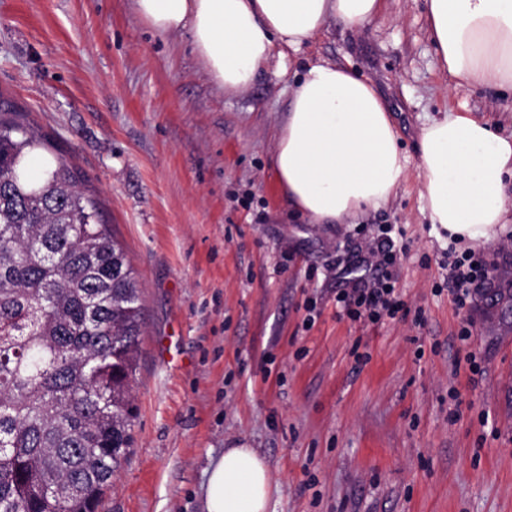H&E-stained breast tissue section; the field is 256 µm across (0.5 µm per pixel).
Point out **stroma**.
Wrapping results in <instances>:
<instances>
[{"instance_id": "35a3bbf8", "label": "stroma", "mask_w": 512, "mask_h": 512, "mask_svg": "<svg viewBox=\"0 0 512 512\" xmlns=\"http://www.w3.org/2000/svg\"><path fill=\"white\" fill-rule=\"evenodd\" d=\"M426 12L384 0L363 30L333 23L305 48L374 85L408 157L387 203L311 224L273 167L294 83L278 59L228 96L189 35L156 33L132 0H0V101L76 169L141 291L134 445L96 512H204L211 461L242 447L270 468L273 512H512V310L481 293L456 312L417 177L428 118L464 108L511 135L512 89L450 88ZM382 224L404 232L412 314L338 319L330 264ZM510 235L477 243L497 289Z\"/></svg>"}]
</instances>
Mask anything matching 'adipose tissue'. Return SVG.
<instances>
[{
	"mask_svg": "<svg viewBox=\"0 0 512 512\" xmlns=\"http://www.w3.org/2000/svg\"><path fill=\"white\" fill-rule=\"evenodd\" d=\"M443 70L459 86L512 87V0H427ZM383 0H133L162 34L188 32L193 51L225 95L247 90L276 48L299 53L328 22L358 29ZM420 196L430 223L471 241L504 223L512 136L468 111L445 113L420 133ZM408 159L387 106L351 70L303 65L276 132L274 168L291 209L315 224H341L386 203ZM272 479L251 448L212 460L205 512H270Z\"/></svg>",
	"mask_w": 512,
	"mask_h": 512,
	"instance_id": "ef3b65f1",
	"label": "adipose tissue"
}]
</instances>
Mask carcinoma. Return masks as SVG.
<instances>
[{
    "label": "carcinoma",
    "instance_id": "cac0c4a2",
    "mask_svg": "<svg viewBox=\"0 0 512 512\" xmlns=\"http://www.w3.org/2000/svg\"><path fill=\"white\" fill-rule=\"evenodd\" d=\"M44 149L0 106V512H95L133 445L141 294Z\"/></svg>",
    "mask_w": 512,
    "mask_h": 512
}]
</instances>
